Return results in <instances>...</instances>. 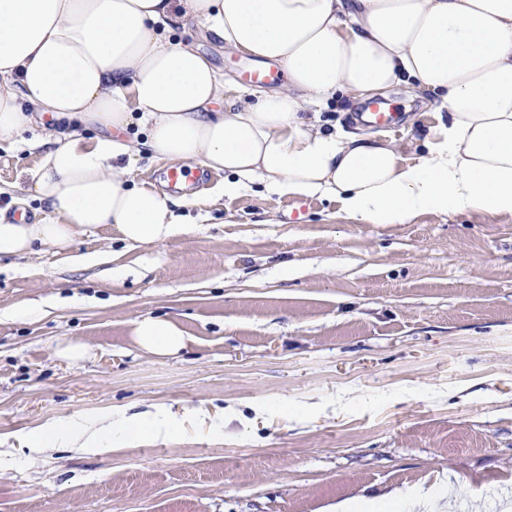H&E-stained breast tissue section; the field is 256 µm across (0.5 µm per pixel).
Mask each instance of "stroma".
<instances>
[{"label": "stroma", "mask_w": 512, "mask_h": 512, "mask_svg": "<svg viewBox=\"0 0 512 512\" xmlns=\"http://www.w3.org/2000/svg\"><path fill=\"white\" fill-rule=\"evenodd\" d=\"M174 38L247 87L257 58L193 22ZM377 136L419 152L438 123L432 94L400 85ZM34 154L0 144V209ZM224 175L195 167L200 224L143 250L112 225L77 237L78 264L50 251L0 258V512H447L512 505V218L421 216L354 224L335 200L261 188L213 206ZM33 307L37 316L14 318ZM173 320L175 356L140 348L137 319ZM84 344L74 362L60 356ZM178 430L102 454L26 436L57 419L98 428L135 413ZM401 489L402 499L388 498Z\"/></svg>", "instance_id": "1"}]
</instances>
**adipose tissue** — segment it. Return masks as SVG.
<instances>
[{
	"label": "adipose tissue",
	"mask_w": 512,
	"mask_h": 512,
	"mask_svg": "<svg viewBox=\"0 0 512 512\" xmlns=\"http://www.w3.org/2000/svg\"><path fill=\"white\" fill-rule=\"evenodd\" d=\"M189 19L284 66L287 85L226 83L205 54L173 41ZM396 84L431 92L448 114L424 153L301 115L338 93L363 102ZM47 114L73 126L44 128L17 196L47 209L33 223L0 212V257L67 254L110 224L151 266L157 245L192 226L182 199L130 184L145 146L223 173L225 198L257 185L333 198L357 224L512 217V0H0V142H18ZM134 336L162 356L188 343L176 323L150 315ZM36 445L105 450L112 440L57 422Z\"/></svg>",
	"instance_id": "ef3b65f1"
}]
</instances>
